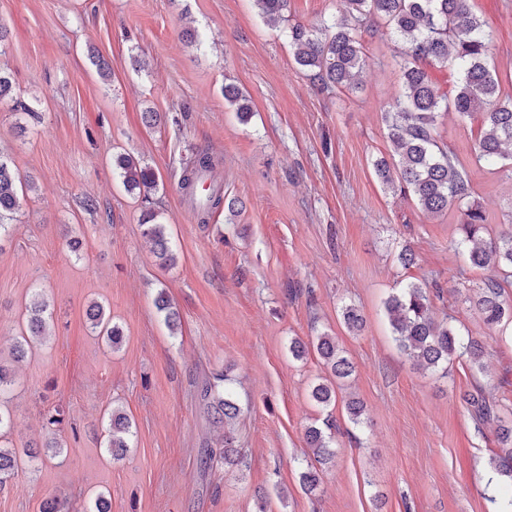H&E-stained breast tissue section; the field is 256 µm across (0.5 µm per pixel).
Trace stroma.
<instances>
[{
	"instance_id": "1",
	"label": "stroma",
	"mask_w": 512,
	"mask_h": 512,
	"mask_svg": "<svg viewBox=\"0 0 512 512\" xmlns=\"http://www.w3.org/2000/svg\"><path fill=\"white\" fill-rule=\"evenodd\" d=\"M492 35L490 55L512 86V0H473ZM8 38L0 71L13 95L0 100V155L32 191L0 237V351L8 352L33 294L55 308L50 339L0 394L16 449L43 443L42 413L69 408L78 436L38 471L20 465L0 491V512H39L66 501L88 512L98 492L112 512H499L501 487L481 474L494 430L461 404L483 390L512 408V338L469 306L485 271L460 244L458 213L430 217L384 189L373 162L388 155L382 109L401 89L387 30L366 35L360 89L320 94L294 59L287 26H268L253 0H0ZM194 26L201 42L181 37ZM111 68L102 78L88 58ZM247 96L240 122L224 84ZM161 115L146 125L144 113ZM477 122L440 114L437 134L455 148L490 228L512 225V167L475 160ZM209 152L212 175L240 198L236 214L197 217L180 188L186 160ZM131 155L162 176L149 199L127 194L114 172ZM161 213L177 256L161 266L142 235L144 211ZM79 237V254L66 239ZM411 248L417 263L403 269ZM408 281L439 291L437 319L485 348V369L462 358L447 375L418 370L400 352L384 314ZM166 290L179 314L169 331L154 306ZM103 302L124 331L114 353L90 332L85 309ZM365 328L349 332L345 305ZM335 336L355 366L337 392L332 466L305 491V430L325 415L310 398L327 378L317 352L295 359L291 339ZM236 377L243 409L241 466H206L224 449L200 399L205 381ZM365 406L350 423L345 401ZM121 405L132 448L111 459L103 416Z\"/></svg>"
}]
</instances>
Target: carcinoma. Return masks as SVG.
Instances as JSON below:
<instances>
[{
	"label": "carcinoma",
	"instance_id": "cac0c4a2",
	"mask_svg": "<svg viewBox=\"0 0 512 512\" xmlns=\"http://www.w3.org/2000/svg\"><path fill=\"white\" fill-rule=\"evenodd\" d=\"M262 15L271 21L284 19L288 0H254ZM471 0H342L339 16L328 25L308 27L296 22L288 25V38L295 49L296 63L308 73L312 86L320 93L354 91L361 85L360 73L367 62L362 35L376 32L383 26L399 45L402 91L394 104L384 111L383 120L391 144L390 158L374 162L375 173L382 183L404 196H410L425 213L439 216L455 208L459 212L461 244L467 249L472 266L493 271V274L468 297L471 306L488 325L512 327V303L504 297L502 283L512 277V227L492 233L489 218L473 199V187L459 170L456 153L434 135L437 117L453 109L479 118L476 138V158L488 164L500 160L512 161V96L505 93L494 64L489 61L490 32L470 6ZM446 68L452 63L461 71V81L453 98L440 90L421 63ZM224 99L236 107L241 122H248L251 108L243 93L232 84L224 86ZM122 184L129 193L148 195L158 187V175L148 166L129 155L115 159ZM209 153L200 152L182 169L181 188L190 194L193 178L201 169H212ZM24 182L10 163L0 156V237L14 220L24 189ZM237 199L214 194L201 206L202 216L223 207L235 211ZM143 235L153 245V254L165 267L176 262L166 236V224L160 214L148 210L142 214ZM164 314L166 325L173 329L177 313L172 309L165 291L154 300ZM433 298L424 282L410 281L392 294L385 303L394 340L399 350L422 370L448 374L453 358H466L471 367L483 368L482 345L464 338L453 325L437 321L432 312ZM86 317L93 333L106 348L115 351L124 337L122 327L113 321L111 311L99 302L86 308ZM48 304L36 301L27 308L25 329L15 339L10 350V362L0 361V391L12 382L13 365L41 345L47 334ZM347 329L359 331L364 320L358 308L342 310ZM314 347L337 379L353 374L352 363L336 345V338L316 337ZM223 384L206 383L200 393L208 412L224 424V465L241 462L239 448L231 424L241 414L235 400L234 379L224 374ZM312 399L324 408L336 405L333 385L319 383L312 387ZM461 400L477 422L495 418V438L499 450L490 458V466L499 474L512 479V424L494 414L492 396L482 392L466 393ZM108 434L105 447L112 459L120 460L130 449L132 422L119 407L105 413ZM65 411L54 408L46 414L48 438L42 447L56 457L63 453L66 442L60 437L64 430ZM11 427V417L0 410V489L7 485L18 469L17 452L4 446L3 438ZM335 425L329 419L323 425H311L305 431L314 463H328L334 457L331 450Z\"/></svg>",
	"mask_w": 512,
	"mask_h": 512
}]
</instances>
